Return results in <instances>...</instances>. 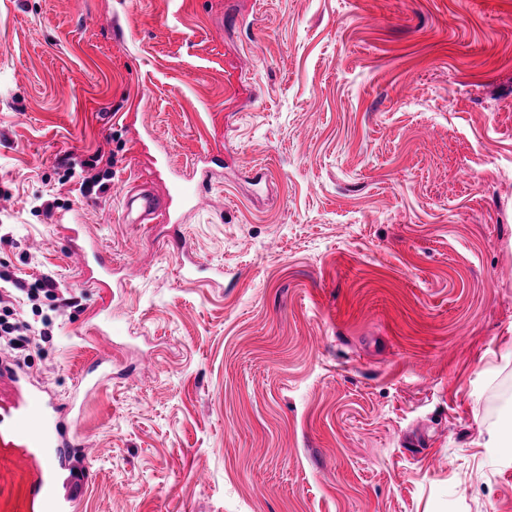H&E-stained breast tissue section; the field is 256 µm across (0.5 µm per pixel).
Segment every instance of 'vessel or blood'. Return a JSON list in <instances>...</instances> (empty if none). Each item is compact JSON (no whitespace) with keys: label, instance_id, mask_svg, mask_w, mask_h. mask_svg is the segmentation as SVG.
<instances>
[{"label":"vessel or blood","instance_id":"vessel-or-blood-1","mask_svg":"<svg viewBox=\"0 0 512 512\" xmlns=\"http://www.w3.org/2000/svg\"><path fill=\"white\" fill-rule=\"evenodd\" d=\"M201 192V187L183 183L172 184L161 197L133 188L124 194L122 208L137 224L148 223L158 216L178 224L185 206ZM75 254L88 285L109 287L112 259L106 251L90 241L77 247ZM2 379L12 384L15 394L12 399L0 401V444L19 449L21 456L40 464L32 485V507L38 512H76L81 502L79 490L85 482L74 477L68 487L60 485L59 471L52 461L69 442L62 435L47 431L43 417L49 402L40 391L30 388L25 374L11 364L0 365Z\"/></svg>","mask_w":512,"mask_h":512}]
</instances>
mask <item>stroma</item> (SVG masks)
Masks as SVG:
<instances>
[{
	"mask_svg": "<svg viewBox=\"0 0 512 512\" xmlns=\"http://www.w3.org/2000/svg\"><path fill=\"white\" fill-rule=\"evenodd\" d=\"M207 152L181 227L125 223ZM0 230L76 299L19 309L81 512H512V0H0ZM35 470L0 449V512ZM79 267L89 286L111 288L112 259L96 242L90 241L74 249Z\"/></svg>",
	"mask_w": 512,
	"mask_h": 512,
	"instance_id": "1",
	"label": "stroma"
}]
</instances>
